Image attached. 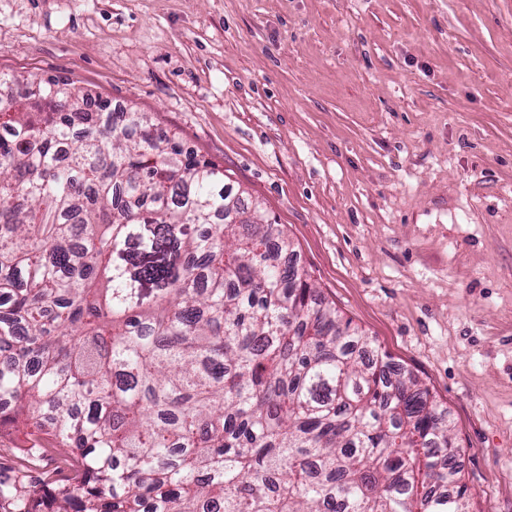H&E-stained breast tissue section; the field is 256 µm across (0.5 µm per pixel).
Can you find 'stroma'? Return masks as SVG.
I'll use <instances>...</instances> for the list:
<instances>
[{
  "instance_id": "stroma-1",
  "label": "stroma",
  "mask_w": 512,
  "mask_h": 512,
  "mask_svg": "<svg viewBox=\"0 0 512 512\" xmlns=\"http://www.w3.org/2000/svg\"><path fill=\"white\" fill-rule=\"evenodd\" d=\"M155 117L283 225L512 512V0H0V75ZM0 436V479L24 446Z\"/></svg>"
}]
</instances>
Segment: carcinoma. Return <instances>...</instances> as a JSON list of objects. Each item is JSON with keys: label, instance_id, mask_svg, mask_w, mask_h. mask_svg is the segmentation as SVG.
Here are the masks:
<instances>
[{"label": "carcinoma", "instance_id": "1", "mask_svg": "<svg viewBox=\"0 0 512 512\" xmlns=\"http://www.w3.org/2000/svg\"><path fill=\"white\" fill-rule=\"evenodd\" d=\"M0 435L16 512H469L448 410L148 112L0 75ZM37 445L36 448H50L49 451L40 460L29 464V475L32 478H38L45 471L55 469L58 465L60 453H64L62 448H51V439L41 433L27 434L21 432L5 434L0 437V479L9 480L15 475V472L23 463L20 446Z\"/></svg>", "mask_w": 512, "mask_h": 512}]
</instances>
